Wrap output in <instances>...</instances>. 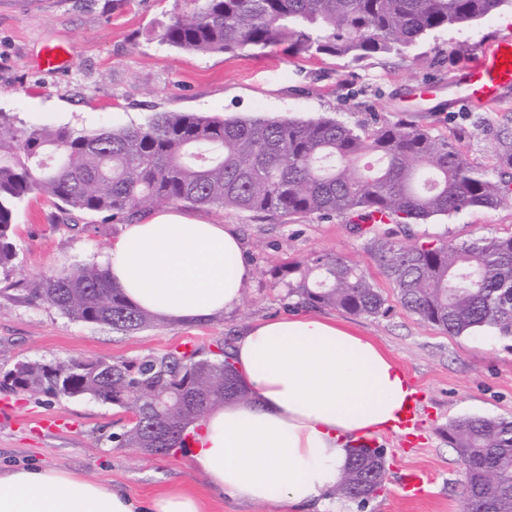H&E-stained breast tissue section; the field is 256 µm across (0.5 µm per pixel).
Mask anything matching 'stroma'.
<instances>
[{"label": "stroma", "instance_id": "1", "mask_svg": "<svg viewBox=\"0 0 512 512\" xmlns=\"http://www.w3.org/2000/svg\"><path fill=\"white\" fill-rule=\"evenodd\" d=\"M189 0H0V110L29 125L77 129L144 123L156 112H193L227 118L331 117L373 129L399 120L450 138L471 162H494L497 135L512 131V96L472 114L453 108L461 67L480 47L512 35V10L504 8L466 27L432 32L398 53L361 61L342 57H292L266 53L194 54L162 42L161 33ZM49 43L69 46L60 69H37ZM438 81L434 98L421 99L419 81ZM186 215L232 225L251 267L240 304L191 326L160 322L133 334L69 319L32 296L29 285L45 275L108 259L120 224L40 196L23 200L14 219L17 253L0 272V369L19 361L68 357L130 360L181 350L192 343L201 357L216 358L247 325L306 307L289 296L277 268L340 254L358 263L386 299L388 311L373 318L331 310V317L374 341L423 393L420 423L411 436L386 430L369 437L383 449L386 478L365 506L337 500L336 512H463V466L448 441L449 423L461 416L512 417V340L485 332L451 336L399 303L392 284L367 251L370 233L347 218L312 215L278 220L251 212L186 208ZM512 234V209L471 208L396 230L399 240L466 241ZM14 419L0 420V469L31 463L63 468L147 501L179 488L195 494L204 512H288L276 503L252 505L218 496L188 454L149 456L112 441L123 412L90 398H49L0 389ZM57 428L37 431L39 421ZM429 480L418 498L404 497L400 483L414 470Z\"/></svg>", "mask_w": 512, "mask_h": 512}]
</instances>
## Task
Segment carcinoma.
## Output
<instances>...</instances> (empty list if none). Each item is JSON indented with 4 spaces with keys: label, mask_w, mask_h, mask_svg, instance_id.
Returning a JSON list of instances; mask_svg holds the SVG:
<instances>
[{
    "label": "carcinoma",
    "mask_w": 512,
    "mask_h": 512,
    "mask_svg": "<svg viewBox=\"0 0 512 512\" xmlns=\"http://www.w3.org/2000/svg\"><path fill=\"white\" fill-rule=\"evenodd\" d=\"M164 30L189 53L283 47L294 56L360 61L399 52L421 37L476 23L512 0H192ZM495 165H473L446 138L412 123L365 131L331 118H224L156 112L139 125L93 131L33 126L0 112V271L16 260V208L37 193L88 213L128 220L160 202L290 220L354 216L379 226L414 224L464 209L512 208V137ZM369 252L400 304L452 336L512 338V236L456 243L378 237ZM288 294L312 307L377 317L385 298L365 271L338 254L290 261ZM32 292L68 318L132 333L157 322L131 306L97 263L44 276ZM214 361L168 352L107 362L68 358L15 363L0 388L47 397H92L139 412L113 436L121 448L165 455L187 448V428L248 393L232 348ZM448 442L464 467L466 512H512V418L463 416ZM385 457L353 449L336 495L364 506L382 489Z\"/></svg>",
    "instance_id": "carcinoma-1"
}]
</instances>
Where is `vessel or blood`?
Masks as SVG:
<instances>
[{"label":"vessel or blood","instance_id":"vessel-or-blood-1","mask_svg":"<svg viewBox=\"0 0 512 512\" xmlns=\"http://www.w3.org/2000/svg\"><path fill=\"white\" fill-rule=\"evenodd\" d=\"M512 86V36L499 38L480 50L461 70L460 92L456 104L461 108L488 107L500 103V95ZM422 403L421 391H413L406 408L402 409L396 427L412 430L418 424Z\"/></svg>","mask_w":512,"mask_h":512}]
</instances>
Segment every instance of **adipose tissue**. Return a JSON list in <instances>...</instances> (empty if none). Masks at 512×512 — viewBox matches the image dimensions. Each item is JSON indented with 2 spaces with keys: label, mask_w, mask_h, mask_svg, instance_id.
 Instances as JSON below:
<instances>
[{
  "label": "adipose tissue",
  "mask_w": 512,
  "mask_h": 512,
  "mask_svg": "<svg viewBox=\"0 0 512 512\" xmlns=\"http://www.w3.org/2000/svg\"><path fill=\"white\" fill-rule=\"evenodd\" d=\"M133 306L194 325L233 310L250 277L238 234L171 209L124 225L106 264ZM233 358L245 401L189 427L193 465L214 490L256 504L329 506L359 436L389 428L410 394L372 342L316 313L249 326ZM0 512H203L170 491L150 501L63 469L0 471Z\"/></svg>",
  "instance_id": "obj_1"
}]
</instances>
